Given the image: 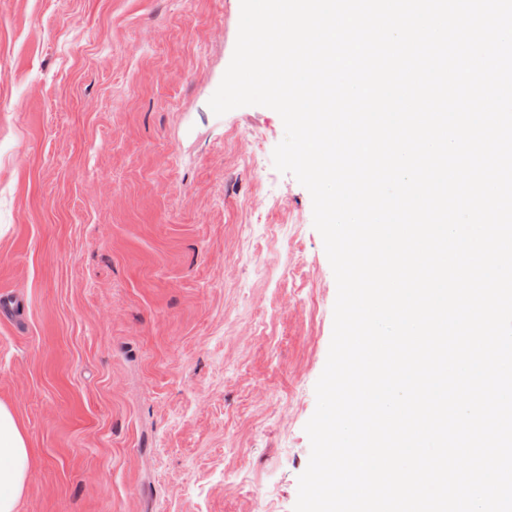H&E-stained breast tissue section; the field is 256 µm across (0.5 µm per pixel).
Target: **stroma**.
Instances as JSON below:
<instances>
[{
  "mask_svg": "<svg viewBox=\"0 0 512 512\" xmlns=\"http://www.w3.org/2000/svg\"><path fill=\"white\" fill-rule=\"evenodd\" d=\"M240 0H0L16 512H293L337 285L280 115L209 101Z\"/></svg>",
  "mask_w": 512,
  "mask_h": 512,
  "instance_id": "1",
  "label": "stroma"
}]
</instances>
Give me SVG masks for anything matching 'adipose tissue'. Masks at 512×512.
<instances>
[{
    "instance_id": "1",
    "label": "adipose tissue",
    "mask_w": 512,
    "mask_h": 512,
    "mask_svg": "<svg viewBox=\"0 0 512 512\" xmlns=\"http://www.w3.org/2000/svg\"><path fill=\"white\" fill-rule=\"evenodd\" d=\"M30 455L13 411L0 403V512H15L25 489Z\"/></svg>"
}]
</instances>
